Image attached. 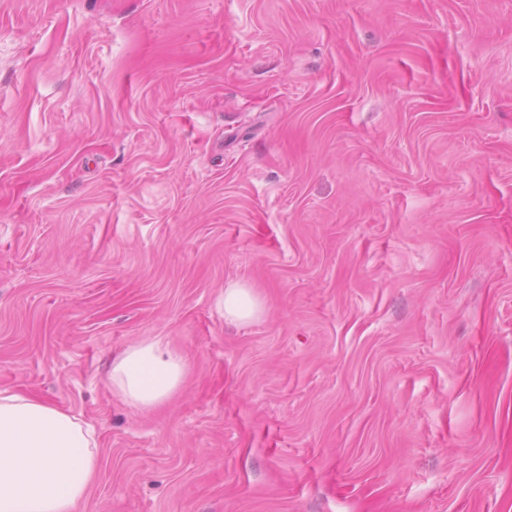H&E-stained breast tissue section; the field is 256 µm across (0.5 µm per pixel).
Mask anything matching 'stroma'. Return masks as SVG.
Segmentation results:
<instances>
[{"label": "stroma", "instance_id": "obj_1", "mask_svg": "<svg viewBox=\"0 0 512 512\" xmlns=\"http://www.w3.org/2000/svg\"><path fill=\"white\" fill-rule=\"evenodd\" d=\"M0 390L76 512H512V0H0ZM218 304L224 318L233 323H245L254 319L261 311V302L251 288L230 284L220 294ZM187 372L181 353L158 340H144L112 360V388L127 403L153 408L181 386ZM96 448L75 415L0 391V512H75L97 475Z\"/></svg>", "mask_w": 512, "mask_h": 512}]
</instances>
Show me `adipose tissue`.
Here are the masks:
<instances>
[{"label":"adipose tissue","mask_w":512,"mask_h":512,"mask_svg":"<svg viewBox=\"0 0 512 512\" xmlns=\"http://www.w3.org/2000/svg\"><path fill=\"white\" fill-rule=\"evenodd\" d=\"M218 304L233 323L254 319L252 289L225 287ZM184 356L157 340L127 347L112 361V388L125 402L153 408L183 383ZM96 440L75 415L0 391V512H75L97 475Z\"/></svg>","instance_id":"1"}]
</instances>
